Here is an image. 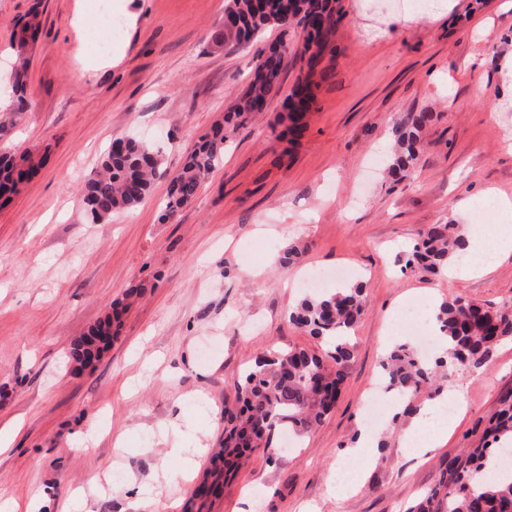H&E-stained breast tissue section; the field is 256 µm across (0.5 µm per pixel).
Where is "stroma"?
<instances>
[{
    "mask_svg": "<svg viewBox=\"0 0 512 512\" xmlns=\"http://www.w3.org/2000/svg\"><path fill=\"white\" fill-rule=\"evenodd\" d=\"M119 24L112 62L93 66V43L75 25L93 0H0V95L10 94L13 31L39 9L30 53L31 107L0 149L42 164L0 207V490L36 512H170L195 486L167 454L162 431L180 423L201 448L224 438L234 382L263 353L320 350L290 321L312 269L349 267L368 309L352 340L335 409L280 464L253 453L229 477L211 512H407L436 484L442 463L475 446L512 392V339L480 368L458 372L467 408L448 439L414 454L402 422L377 427L380 449L359 484L341 494L330 475L353 446L363 403L380 381L402 304L452 295L512 305V255L495 270L452 282L407 267L428 225L479 233L475 210L512 200V10L502 0H336L343 19L333 53L316 68L318 104L296 143L274 128L299 66L286 58L282 94L226 144L223 163L169 222L161 204L187 153L247 84L256 54L276 32L245 45H214L226 0H103ZM478 57V70L465 66ZM484 87L475 97V84ZM431 112L424 148L403 179L383 177L392 127ZM133 134L162 158L149 197L106 224L85 223L84 182L114 137ZM295 245L296 265L277 256ZM119 333L95 367L66 362L74 338L114 303ZM120 472V490L92 491Z\"/></svg>",
    "mask_w": 512,
    "mask_h": 512,
    "instance_id": "35a3bbf8",
    "label": "stroma"
}]
</instances>
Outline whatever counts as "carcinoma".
<instances>
[{"label":"carcinoma","instance_id":"cac0c4a2","mask_svg":"<svg viewBox=\"0 0 512 512\" xmlns=\"http://www.w3.org/2000/svg\"><path fill=\"white\" fill-rule=\"evenodd\" d=\"M224 15L235 20L224 26L220 39L227 43H248L268 30L278 31L276 45L255 57L243 93L224 114L200 136L178 174L170 181L163 204V221L173 219L189 205L205 177L224 160L228 131L247 128L254 116L266 111L281 89L287 48L296 31L304 34L303 46L294 51L296 60L307 61L299 68L294 94L288 96V129L298 131L316 100V84L311 82L313 62L329 49V37L341 20L333 0H228ZM40 28L39 10L33 9L14 31L19 62L14 70L13 95L0 111V139L28 111L26 92L28 53ZM432 115L412 114L393 128L396 152L388 165L393 176L415 165L422 151L421 133ZM160 160L144 142L117 137L98 164V171L83 188L84 214L91 224L107 223L119 212L137 207L150 193ZM37 167L26 153L0 151V201L8 202L29 180ZM468 239L457 224H431L420 233L406 265L436 274L448 269L466 254ZM367 307L365 286L345 284L327 292H317L300 300L290 318L310 335L331 345L318 355L303 348L288 349L271 356L263 354L234 384L242 406L226 413L224 444L209 460L210 474L221 476L234 470L241 460L261 448L267 460L277 462V434L292 430L309 432L336 405L344 372L353 359L349 331ZM436 322L448 348L434 361L422 360L407 343L397 345L382 361V379L387 388L408 396L403 415L417 411L423 388L429 397H439L452 387L454 375L463 367L479 368L500 342L512 338V307L484 310L471 300L455 296L441 301ZM119 311L114 309L76 338L69 351L73 370L82 371L100 351L93 337L115 334ZM512 438V394L483 430L478 445L463 457L448 459L438 483L427 491L410 512H512V481L487 485L477 474ZM217 492L215 482L204 478L191 495L192 505L203 509Z\"/></svg>","mask_w":512,"mask_h":512}]
</instances>
